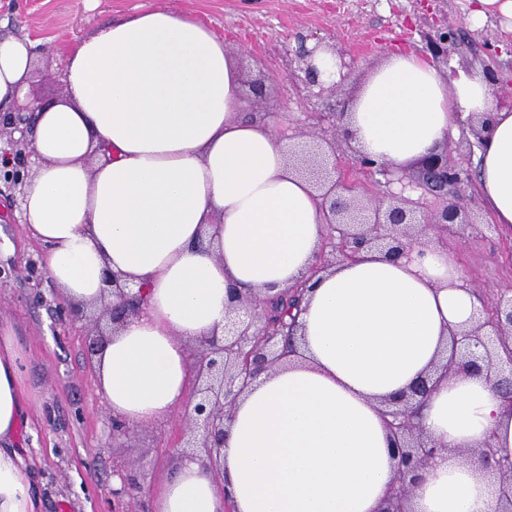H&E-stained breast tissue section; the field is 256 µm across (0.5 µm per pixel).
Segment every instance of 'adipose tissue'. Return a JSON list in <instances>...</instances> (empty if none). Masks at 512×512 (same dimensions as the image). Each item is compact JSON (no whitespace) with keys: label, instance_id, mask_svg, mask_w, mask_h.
<instances>
[{"label":"adipose tissue","instance_id":"obj_1","mask_svg":"<svg viewBox=\"0 0 512 512\" xmlns=\"http://www.w3.org/2000/svg\"><path fill=\"white\" fill-rule=\"evenodd\" d=\"M34 44L0 34V108L22 97ZM65 94L34 111L38 161L21 198L62 298L99 300L103 273L145 284L141 312L96 359L112 415L154 423L186 406L188 342L223 332L229 288L273 295L314 264L326 223L288 164L282 122L240 118L242 80L222 36L180 12L145 10L70 48ZM491 112L477 184L492 223L512 228V110L489 74L443 79L389 54L347 106L352 144L409 168L445 146L460 115ZM107 145L109 159L95 157ZM479 304L447 251L427 241L394 259L366 249L308 284L297 352L233 410L223 483L184 457L157 512H379L396 473L384 397L409 387L471 325ZM24 355L0 327V512H35L30 468L11 443L25 406ZM419 422L445 450L414 490L415 512H497L500 485L457 451L493 438L512 456V413L480 376L444 381Z\"/></svg>","mask_w":512,"mask_h":512}]
</instances>
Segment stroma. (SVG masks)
Returning a JSON list of instances; mask_svg holds the SVG:
<instances>
[{
  "label": "stroma",
  "instance_id": "1",
  "mask_svg": "<svg viewBox=\"0 0 512 512\" xmlns=\"http://www.w3.org/2000/svg\"><path fill=\"white\" fill-rule=\"evenodd\" d=\"M153 8H168L202 22L236 48L244 77L258 72L287 74L289 52L298 36L330 37L338 48L352 51L369 45L356 57L349 76L332 97L300 92L290 82L267 85L265 98L241 94L239 110L251 118L276 112L288 128L289 142H303L314 115L344 111L368 73L393 51L428 56L426 37L434 20L457 33L447 58L459 68L492 69L493 91L512 96V28L495 17L481 26L467 20L469 0H0V32L29 38L37 56L27 93L45 103L57 102L69 48L100 27ZM21 188L0 180V242H9L11 256L0 259V322H9L25 354L24 392L27 421L14 448L27 459L38 500V512H112L117 471L127 467L141 490L132 512H154V494L179 462L177 439L187 429V410L168 418L134 425L126 447L113 446L112 415L104 405L87 353L83 323L61 324L55 313L60 292L41 271L42 246L30 234L20 201ZM466 212L482 227L481 234L436 238L458 262L467 285L485 293L512 287V231L490 224L475 183L461 187ZM36 265L33 277L10 270Z\"/></svg>",
  "mask_w": 512,
  "mask_h": 512
}]
</instances>
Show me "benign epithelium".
<instances>
[{"label": "benign epithelium", "mask_w": 512, "mask_h": 512, "mask_svg": "<svg viewBox=\"0 0 512 512\" xmlns=\"http://www.w3.org/2000/svg\"><path fill=\"white\" fill-rule=\"evenodd\" d=\"M452 39L453 32L441 27L428 37V44L435 55H446ZM307 41L306 37L300 39L293 50L289 76L297 77L302 89L309 93H336L341 82L326 85L319 80L318 69L312 63L314 49L307 48ZM32 116L33 109L28 102L17 106L15 112H1L0 137L21 124L31 126ZM330 117L328 128H321L318 122L312 124L310 140L295 146L289 153L298 171L318 190L325 223L338 233V238L329 242V250L320 253L318 262L292 292L302 294L306 283L314 276L356 257L365 248L377 249L390 258L403 255L408 245L421 235V223L438 226L446 236L458 234L467 223L473 231H479L478 225L469 223L459 202L448 201V190L458 189L462 182L460 172L448 165V152L429 155L411 173L405 170L398 173L389 165H376L355 152L350 156L354 166L384 176L389 185L396 179L413 191L427 190L444 199L441 208L419 221L416 213L422 205L420 200L393 191L366 197L346 177L337 156L350 147L352 134L344 122V113L332 112ZM30 145L31 140L23 135L19 139L9 138L6 147H0V161L12 164V180L16 185L23 184L21 169L32 154ZM103 282L112 294V301L101 303L97 313L91 316L75 304H57L59 321H85L92 356L101 351L110 335L139 313L146 298L144 287L129 286L119 274L107 271ZM228 294L230 308L224 334L201 337L192 355L191 431L185 447L206 457L214 467L224 448V422L230 420L237 400L258 374L274 369L293 352L297 335L296 319L287 322L273 318L268 298L243 295L235 288L229 289ZM478 300L481 304L478 322L468 331L452 334L451 351L445 362L384 401V415L393 436L398 469L381 512H410L409 503L422 472L443 449L415 422L416 408L442 380L457 373L482 376L493 386L503 405L512 410V295L502 292L489 299L480 294ZM467 454L474 457V465L479 470L497 477L503 489L502 512H512V457L501 455L491 436L480 448L469 450ZM117 475L121 484L112 489L113 510L126 512L122 505L134 497L140 486L122 469Z\"/></svg>", "instance_id": "7a95c632"}]
</instances>
